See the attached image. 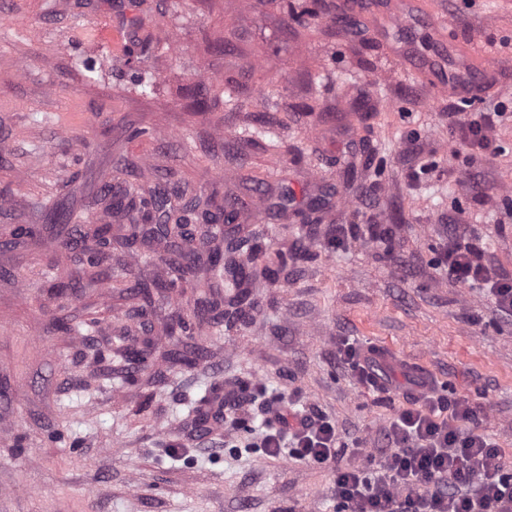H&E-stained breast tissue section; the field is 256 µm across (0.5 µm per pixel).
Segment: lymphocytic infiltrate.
<instances>
[{
    "label": "lymphocytic infiltrate",
    "instance_id": "f902f5d3",
    "mask_svg": "<svg viewBox=\"0 0 512 512\" xmlns=\"http://www.w3.org/2000/svg\"><path fill=\"white\" fill-rule=\"evenodd\" d=\"M503 112H482L465 119L449 111L448 126L479 149L497 141ZM450 280L481 284L498 309L512 313V283L499 278L483 260L482 249L458 236L444 253ZM272 421L261 439L269 458L289 453L316 464L336 462V427L321 415L300 414L288 394L268 403ZM475 411L465 401L444 402L435 395L402 410L389 426L390 452L372 471L340 468L335 492L346 512H512V472L499 461L500 451L478 435H461L458 423Z\"/></svg>",
    "mask_w": 512,
    "mask_h": 512
}]
</instances>
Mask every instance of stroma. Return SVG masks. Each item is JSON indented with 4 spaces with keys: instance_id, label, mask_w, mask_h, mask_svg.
I'll return each mask as SVG.
<instances>
[{
    "instance_id": "obj_1",
    "label": "stroma",
    "mask_w": 512,
    "mask_h": 512,
    "mask_svg": "<svg viewBox=\"0 0 512 512\" xmlns=\"http://www.w3.org/2000/svg\"><path fill=\"white\" fill-rule=\"evenodd\" d=\"M283 2L0 0V512H343L337 467L368 468L419 381L469 400L478 417L460 432L512 469V316L441 261L458 218L512 277V0H422L450 26L439 39L418 29L416 57L474 39L501 66L482 99L453 105L367 26L374 0H322L302 26ZM121 3L132 43L152 45L154 90L98 38ZM500 102L501 152L473 160L448 137V109ZM101 169L184 203L216 192L239 218L209 250L262 247L284 258L276 277H258L239 310L219 305L222 289L172 287L167 243L159 261L115 245L88 266L65 244L73 230L37 206L63 196L124 234L94 202ZM259 202V221H244ZM19 224L35 235L11 238ZM371 224L391 229V246ZM74 280L57 301L53 285ZM164 285L172 303L145 308L139 287ZM145 336L147 365L129 362L122 346ZM346 342L389 355L388 389L340 363ZM233 382L328 417L337 465L268 458L259 401L246 427L192 425L205 391Z\"/></svg>"
}]
</instances>
